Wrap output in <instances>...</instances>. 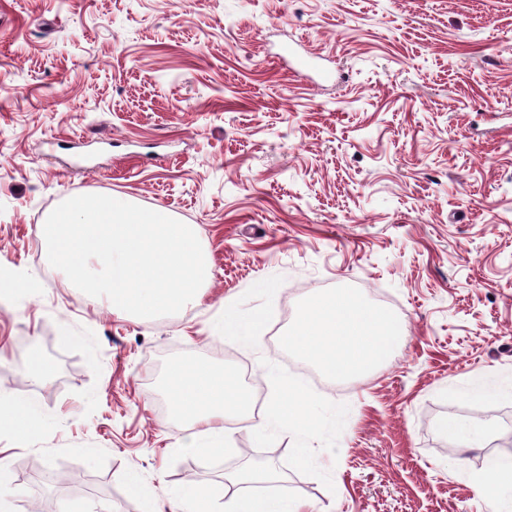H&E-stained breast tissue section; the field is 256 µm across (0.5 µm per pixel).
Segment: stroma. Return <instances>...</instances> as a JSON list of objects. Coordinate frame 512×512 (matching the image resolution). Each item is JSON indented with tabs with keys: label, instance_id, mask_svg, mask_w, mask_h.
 <instances>
[{
	"label": "stroma",
	"instance_id": "stroma-1",
	"mask_svg": "<svg viewBox=\"0 0 512 512\" xmlns=\"http://www.w3.org/2000/svg\"><path fill=\"white\" fill-rule=\"evenodd\" d=\"M287 42L318 70L289 68ZM75 192L197 225L203 304L135 320L87 301L38 234ZM0 270L40 285L0 287V396L40 420L0 429L15 512H144L133 475L170 512L167 491L222 495L250 454L314 512H498L466 474L512 450V390L463 392L512 379V0H0ZM340 288L391 302L392 357L325 378L311 436L241 421L225 450H183L169 367L204 358L270 396L304 362L283 338L305 299ZM228 298L278 340L221 334Z\"/></svg>",
	"mask_w": 512,
	"mask_h": 512
}]
</instances>
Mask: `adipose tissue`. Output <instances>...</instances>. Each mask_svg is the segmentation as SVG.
Wrapping results in <instances>:
<instances>
[{
    "mask_svg": "<svg viewBox=\"0 0 512 512\" xmlns=\"http://www.w3.org/2000/svg\"><path fill=\"white\" fill-rule=\"evenodd\" d=\"M401 335L402 328L391 313L339 289L308 298L285 343L327 376L351 379L388 361ZM168 379L172 410L189 421L194 430L190 448L201 455L213 454L226 444L227 419L248 414L252 406L251 394L206 360L175 364ZM36 414V404L30 398L0 399V427H9L19 436L35 430ZM271 423L298 434L317 429L318 422L302 387L285 380L278 382L251 429L260 435ZM279 479L272 467L248 466L227 476L222 506H215L210 493L196 484L182 486L174 501L186 506L187 512H304L305 504L300 500L267 495L248 487L252 481ZM468 481L479 496L500 498L504 490H512V454L487 456L480 470L469 473Z\"/></svg>",
    "mask_w": 512,
    "mask_h": 512,
    "instance_id": "ef3b65f1",
    "label": "adipose tissue"
}]
</instances>
